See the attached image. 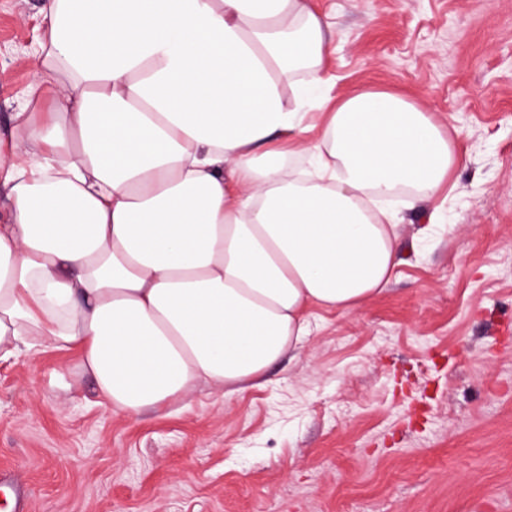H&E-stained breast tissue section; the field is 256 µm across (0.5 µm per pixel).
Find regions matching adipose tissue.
<instances>
[{
  "mask_svg": "<svg viewBox=\"0 0 512 512\" xmlns=\"http://www.w3.org/2000/svg\"><path fill=\"white\" fill-rule=\"evenodd\" d=\"M334 53L311 0H48L0 164V361L75 348L100 405L157 411L385 289V200L460 158L402 96L330 98Z\"/></svg>",
  "mask_w": 512,
  "mask_h": 512,
  "instance_id": "adipose-tissue-1",
  "label": "adipose tissue"
}]
</instances>
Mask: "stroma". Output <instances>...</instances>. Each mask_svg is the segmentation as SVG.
Returning a JSON list of instances; mask_svg holds the SVG:
<instances>
[{"label":"stroma","instance_id":"1","mask_svg":"<svg viewBox=\"0 0 512 512\" xmlns=\"http://www.w3.org/2000/svg\"><path fill=\"white\" fill-rule=\"evenodd\" d=\"M46 2L0 0L1 132ZM316 2L332 96L401 94L461 158L405 210L406 263L359 308L312 310L302 347L226 397L125 415L77 354L1 362L0 471L26 512H512V0Z\"/></svg>","mask_w":512,"mask_h":512}]
</instances>
